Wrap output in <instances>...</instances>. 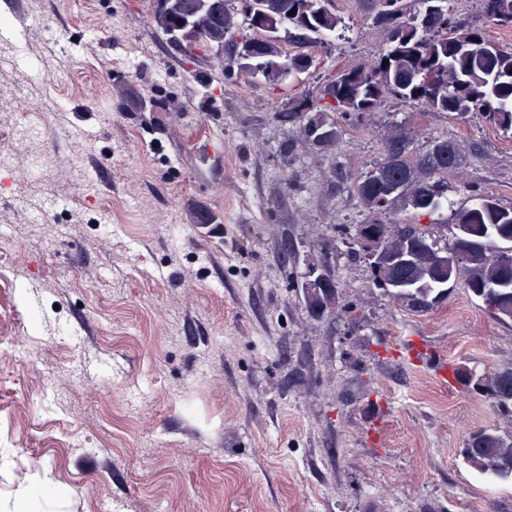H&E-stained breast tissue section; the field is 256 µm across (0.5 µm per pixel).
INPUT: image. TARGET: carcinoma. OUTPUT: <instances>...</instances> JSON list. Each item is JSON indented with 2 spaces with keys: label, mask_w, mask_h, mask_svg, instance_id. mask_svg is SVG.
I'll return each instance as SVG.
<instances>
[{
  "label": "carcinoma",
  "mask_w": 512,
  "mask_h": 512,
  "mask_svg": "<svg viewBox=\"0 0 512 512\" xmlns=\"http://www.w3.org/2000/svg\"><path fill=\"white\" fill-rule=\"evenodd\" d=\"M165 0L166 16L153 21L155 30L175 40L181 25L188 27L184 52L210 56L207 42L220 34H236L253 24V0ZM433 9L423 27L418 15L407 12L403 0H374V23L389 33L390 49L372 68H349L337 72L324 85L317 106L306 96H297L282 113V121L305 120L301 133L313 148L328 152L336 147L340 130L330 118L332 112L360 116L374 111L388 94L429 104L437 112L484 113L487 121L506 134L512 133V49L489 39L484 30L465 28L444 6L446 0H424ZM485 12L492 6L498 14L491 20L512 29V0H482ZM333 0H262L264 18L260 29L265 36L252 52L236 55L234 62L243 72L261 75L277 82L286 75L304 73L312 65L305 52L290 54L283 44L315 42L336 31L341 18ZM470 48L463 50L460 41ZM464 157L456 143L435 139L427 150L410 148L407 133H392L382 159L365 175L352 179L348 189L355 194L370 218L357 225L360 246L372 239L389 257L409 256L402 269L374 272L375 282L415 311L428 310L448 290V285L464 280L469 292L501 321H512V208L500 206L490 196H481L470 206L454 211L453 241L449 251L465 250L458 269L436 265L441 250L423 230L412 226L397 230L385 220L394 199L403 198L413 210L431 213L448 204L444 185L435 179L439 173L459 167ZM327 291H309L301 285L303 301L311 316L321 319L335 309L339 299L337 283L326 273ZM466 380L476 378L494 398L498 409L512 414V367L498 368L480 375L456 370ZM463 456L468 465L493 481H512V434L496 429L470 433Z\"/></svg>",
  "instance_id": "carcinoma-1"
}]
</instances>
